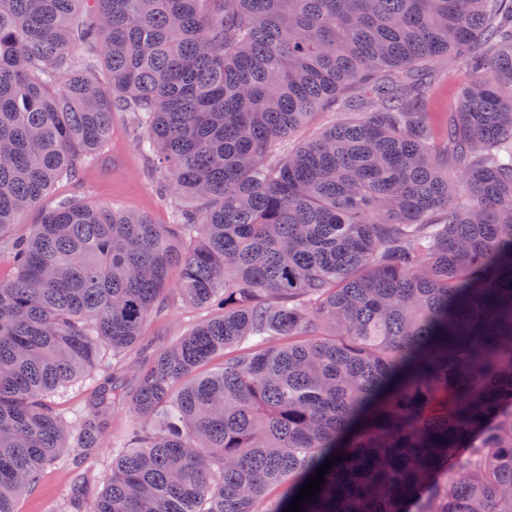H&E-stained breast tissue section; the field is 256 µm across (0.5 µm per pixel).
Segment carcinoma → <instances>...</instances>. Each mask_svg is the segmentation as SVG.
I'll list each match as a JSON object with an SVG mask.
<instances>
[{
	"instance_id": "1",
	"label": "carcinoma",
	"mask_w": 512,
	"mask_h": 512,
	"mask_svg": "<svg viewBox=\"0 0 512 512\" xmlns=\"http://www.w3.org/2000/svg\"><path fill=\"white\" fill-rule=\"evenodd\" d=\"M448 56L471 79L437 135ZM118 109L194 208L61 203L15 243L0 512L67 451L66 512H285L334 456L301 512H512V0H0V237ZM171 298L209 315L130 371ZM336 116L328 110H319L315 113L308 124L295 133L289 141V146H294L302 141L313 138L318 132L330 126L335 121ZM112 448L107 439H104L102 447L96 448V457L99 460V465L89 474L86 492L89 495L95 494L102 489L103 476L112 465Z\"/></svg>"
}]
</instances>
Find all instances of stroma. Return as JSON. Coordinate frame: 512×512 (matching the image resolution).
Instances as JSON below:
<instances>
[{
	"instance_id": "1",
	"label": "stroma",
	"mask_w": 512,
	"mask_h": 512,
	"mask_svg": "<svg viewBox=\"0 0 512 512\" xmlns=\"http://www.w3.org/2000/svg\"><path fill=\"white\" fill-rule=\"evenodd\" d=\"M431 70L428 109L434 121L442 123L454 109L458 92L468 82L469 74L463 67L449 65L444 59L433 63ZM139 138L132 113H113L109 142L86 158L77 176L56 182L40 205L29 210L20 224L14 226L11 235L0 238V272H5L10 265L13 239L28 234L33 224L39 223L42 211L63 201L135 210L149 215L158 224L175 223V203L160 197L155 156L141 149ZM201 317V312L171 301L149 318L145 333L175 336ZM70 484L69 466L67 462H60L47 471L35 490L19 498L18 512H53L66 499Z\"/></svg>"
}]
</instances>
